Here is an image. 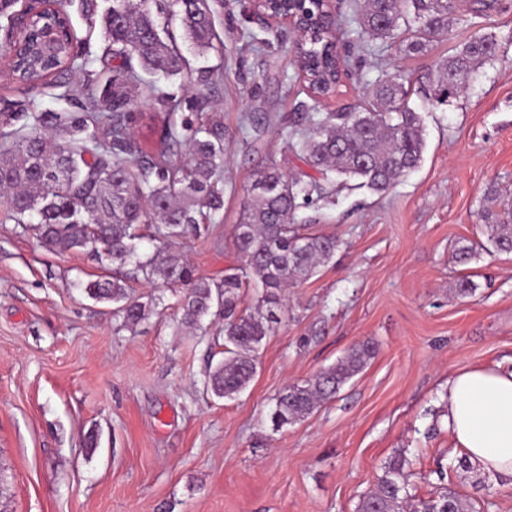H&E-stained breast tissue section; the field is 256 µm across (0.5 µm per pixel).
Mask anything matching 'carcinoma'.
<instances>
[{
	"mask_svg": "<svg viewBox=\"0 0 512 512\" xmlns=\"http://www.w3.org/2000/svg\"><path fill=\"white\" fill-rule=\"evenodd\" d=\"M362 23L373 37L395 40L413 35L409 48L420 51L430 38L448 31L455 0H364ZM88 28L100 27L105 39L125 59V79L105 80L85 97L81 112H3L0 122L19 124L0 140V194L7 219L34 231L41 246L83 251L112 263L110 278L81 284L87 297L116 305L123 322L134 327L146 318L151 297L133 296L120 275L128 266L148 282L180 284L182 322L201 327L205 318L224 319V359L209 370L207 387L219 398L243 392L256 373L263 341L280 323L283 292L309 279L333 258L336 238L298 223L297 213L318 202L330 203L336 191L355 182L384 192L417 168L425 147L419 113L409 107L403 76H388L372 92L373 101L354 112H313L304 117L306 135L292 143L306 165L318 173L260 172L248 189L249 202L233 237L242 262L220 283L194 274L170 248L209 229L224 211V126L207 119L184 120L177 130L166 113L159 138L150 145L133 138L125 123V84L142 88L147 99L159 97L158 85L140 72L169 78L184 74L189 61L173 32L179 18L182 37L200 54L222 52L210 0H82ZM331 32L303 46L305 82L312 98L338 85L337 61L328 40ZM80 38L71 31L56 57L29 63L18 52L14 82L31 89H56L77 67L71 52ZM494 42L472 36L438 64L435 98L456 97L478 68L492 59ZM487 242L512 252V224H486ZM149 239L154 252L145 255ZM255 291L251 308L239 307V292ZM363 342L333 366L303 383L285 387L276 397L271 421L277 429L312 414L334 396L374 356ZM410 461L402 454L382 468L374 486L359 500L356 512H467L468 502L448 487L424 498L410 493Z\"/></svg>",
	"mask_w": 512,
	"mask_h": 512,
	"instance_id": "1",
	"label": "carcinoma"
}]
</instances>
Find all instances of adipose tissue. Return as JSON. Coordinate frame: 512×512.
<instances>
[{"label": "adipose tissue", "instance_id": "obj_1", "mask_svg": "<svg viewBox=\"0 0 512 512\" xmlns=\"http://www.w3.org/2000/svg\"><path fill=\"white\" fill-rule=\"evenodd\" d=\"M445 397L456 446L481 470L512 477V368L456 372Z\"/></svg>", "mask_w": 512, "mask_h": 512}]
</instances>
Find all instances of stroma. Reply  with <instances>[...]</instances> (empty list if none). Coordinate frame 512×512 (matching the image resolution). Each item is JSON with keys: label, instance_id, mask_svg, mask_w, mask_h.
Here are the masks:
<instances>
[{"label": "stroma", "instance_id": "obj_1", "mask_svg": "<svg viewBox=\"0 0 512 512\" xmlns=\"http://www.w3.org/2000/svg\"><path fill=\"white\" fill-rule=\"evenodd\" d=\"M459 2L448 33L410 54L368 38L353 0H339L336 47L349 76L320 104L294 62L293 35L261 25L244 0L215 8L223 54L189 59L195 70L223 68L205 95L184 75L159 82L183 114L224 124L222 220L173 250L214 281L240 263L232 227L256 176L272 165L303 169L288 141L305 128L304 113L363 106L397 72L423 121L422 161L389 191L343 189L334 203L300 211L339 246L284 296L285 318L235 399L205 385L222 322L185 328L179 286L125 326L81 288L111 276L108 261L46 250L0 221V512H355L401 452L419 474L415 496L436 491L445 470L472 512H512L511 481L448 468L463 454L443 418L449 374L512 365V253L479 248L486 211L512 222V0ZM68 10L86 70L63 89L0 81V105L27 98L35 112H77L87 73H118L123 62L107 57L101 32L87 31L77 4ZM475 34L495 40L493 59L463 93L436 103L438 61ZM471 245L477 255L455 263V250ZM463 278L473 293H457ZM366 340L375 354L359 375L304 420L273 428L279 391ZM94 428L100 444L90 452Z\"/></svg>", "mask_w": 512, "mask_h": 512}]
</instances>
